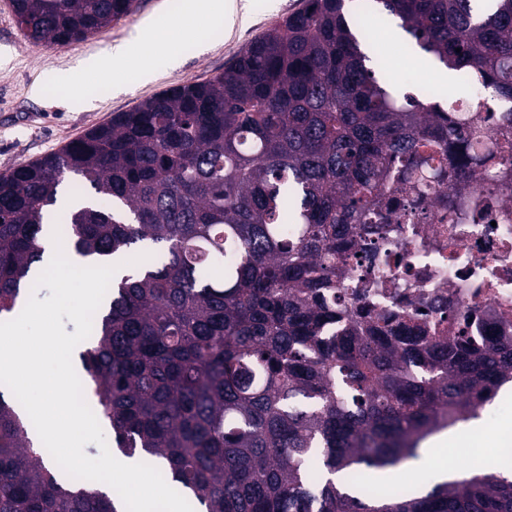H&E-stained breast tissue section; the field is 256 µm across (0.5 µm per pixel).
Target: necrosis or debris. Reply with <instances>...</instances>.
<instances>
[{
    "instance_id": "necrosis-or-debris-1",
    "label": "necrosis or debris",
    "mask_w": 512,
    "mask_h": 512,
    "mask_svg": "<svg viewBox=\"0 0 512 512\" xmlns=\"http://www.w3.org/2000/svg\"><path fill=\"white\" fill-rule=\"evenodd\" d=\"M423 224H400L403 260L387 269L389 287L374 296L377 307L419 314L432 329L455 335L469 324L480 335L489 316L512 332V195L483 197L482 223L468 220L456 194L427 197ZM440 298V313L426 311L430 298Z\"/></svg>"
}]
</instances>
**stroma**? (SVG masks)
<instances>
[{
	"mask_svg": "<svg viewBox=\"0 0 512 512\" xmlns=\"http://www.w3.org/2000/svg\"><path fill=\"white\" fill-rule=\"evenodd\" d=\"M306 0H253L246 23L227 26L214 17L185 35L184 0H136L131 14L120 17L87 40L66 46L29 42L17 26L10 0H0V173L58 151L88 130L127 112L147 99L223 72L224 65L251 40L281 18L302 9ZM165 18L181 63L170 67L164 56L131 63L119 78L84 75L80 64L90 55L125 43L145 20ZM152 71L150 80H137L139 66ZM68 74L80 87L70 99L58 77ZM491 415L484 440L463 426L448 429L449 457L466 463L472 451L498 453L496 437L512 422V388H503L485 407Z\"/></svg>",
	"mask_w": 512,
	"mask_h": 512,
	"instance_id": "obj_1",
	"label": "stroma"
}]
</instances>
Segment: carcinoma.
<instances>
[{
	"label": "carcinoma",
	"instance_id": "cac0c4a2",
	"mask_svg": "<svg viewBox=\"0 0 512 512\" xmlns=\"http://www.w3.org/2000/svg\"><path fill=\"white\" fill-rule=\"evenodd\" d=\"M135 0H11L36 43L86 39ZM346 0H309L224 72L121 112L59 151L0 174V316L12 314L60 229L90 265L147 258L112 280L79 353L91 408L127 457L162 458L201 512H512V480L417 495L368 471L418 456L480 417L512 382V336H434L367 303L351 275L401 246L393 224L444 191L478 199L508 181L474 150L512 116V0H372L473 88L401 94ZM0 385V512H121L97 481L61 476Z\"/></svg>",
	"mask_w": 512,
	"mask_h": 512
}]
</instances>
